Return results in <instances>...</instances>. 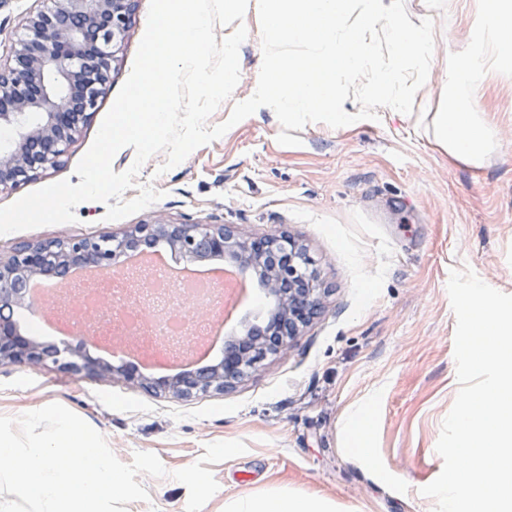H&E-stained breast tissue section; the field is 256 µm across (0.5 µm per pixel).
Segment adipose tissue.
<instances>
[{"label":"adipose tissue","mask_w":512,"mask_h":512,"mask_svg":"<svg viewBox=\"0 0 512 512\" xmlns=\"http://www.w3.org/2000/svg\"><path fill=\"white\" fill-rule=\"evenodd\" d=\"M484 11L496 21L487 37L483 51L497 63L512 62V0H484ZM475 72L467 64L448 69V96L452 109L436 113L434 136L449 158L473 162L485 147V127L471 113ZM224 512H328L319 497H292L284 491L248 495L230 500Z\"/></svg>","instance_id":"obj_1"}]
</instances>
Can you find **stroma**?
<instances>
[{
	"instance_id": "stroma-1",
	"label": "stroma",
	"mask_w": 512,
	"mask_h": 512,
	"mask_svg": "<svg viewBox=\"0 0 512 512\" xmlns=\"http://www.w3.org/2000/svg\"><path fill=\"white\" fill-rule=\"evenodd\" d=\"M150 0H135L118 73L63 163L0 194V206L48 184H79L75 168L128 78L144 34ZM412 23L434 21L435 63L412 114L377 108V120L340 128L320 122L280 145L282 127L268 107L159 173L165 154L141 168V184L162 198L124 219L85 202L76 222L0 236V256L15 242L121 233L163 218L171 224H230L244 237L284 232L299 239L327 294L321 311L277 355L221 393L187 399L153 396L122 378L102 382L54 366L0 365V415L16 417L57 402L107 440L116 457L161 459L166 477L141 476L149 501L126 512H185L186 486L173 471L196 462L215 441L241 440L246 453L213 464L218 491L202 512H224L232 498L285 489L335 504L336 512H433L422 487L440 474L442 423L459 384L456 318L447 292L451 270L472 269L512 294V66L484 63L473 109L495 132L474 164L450 160L433 136L435 113L447 111L444 68L467 57L484 22L483 0H405ZM38 0H0V58H8ZM240 80L209 117L228 119L256 90L262 64L257 5L244 17ZM83 285L55 312V327L27 315L33 336L77 342L69 312ZM369 425L368 456L353 438L355 411Z\"/></svg>"
}]
</instances>
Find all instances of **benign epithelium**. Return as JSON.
Returning a JSON list of instances; mask_svg holds the SVG:
<instances>
[{
  "mask_svg": "<svg viewBox=\"0 0 512 512\" xmlns=\"http://www.w3.org/2000/svg\"><path fill=\"white\" fill-rule=\"evenodd\" d=\"M14 41L8 64L0 65V192L58 166L68 147L96 110L117 72L133 0H40ZM166 243L189 261L222 257L243 276L256 277L270 304L268 325L275 337L244 326L236 347L218 364L152 379L122 363L89 355L84 342L44 345L23 335L12 320L14 309L35 313L43 303L29 290L46 275L68 281L75 266L121 274L120 257ZM326 289L313 260L290 235L280 232L245 238L228 224H135L121 234L19 242L0 260V365L52 364L74 374L108 381L121 376L153 394L192 397L221 393L248 377L270 355L278 354L321 309Z\"/></svg>",
  "mask_w": 512,
  "mask_h": 512,
  "instance_id": "benign-epithelium-1",
  "label": "benign epithelium"
}]
</instances>
